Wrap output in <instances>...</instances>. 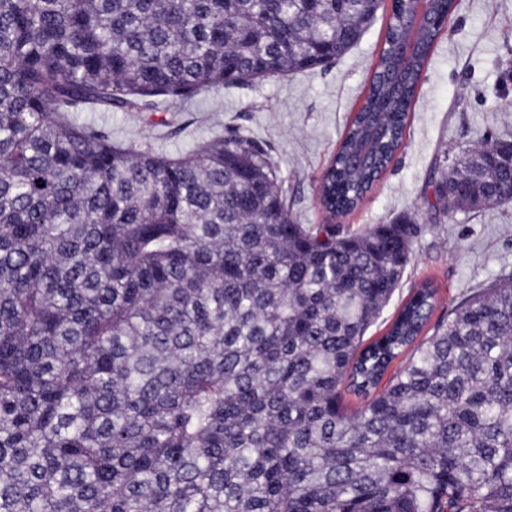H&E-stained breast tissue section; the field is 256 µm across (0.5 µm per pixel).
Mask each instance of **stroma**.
<instances>
[{"instance_id":"stroma-1","label":"stroma","mask_w":512,"mask_h":512,"mask_svg":"<svg viewBox=\"0 0 512 512\" xmlns=\"http://www.w3.org/2000/svg\"><path fill=\"white\" fill-rule=\"evenodd\" d=\"M390 16L384 0L356 44L311 70L211 87L156 112L77 118L113 144L148 145L168 158L231 132L249 137L286 177L297 224H328L341 236L396 220L414 225V255L397 296L434 281L440 318L471 291L512 275V201L450 216L436 199V183L460 148L512 142V0H458L423 72L394 162L358 209L333 218L318 202V181L363 102Z\"/></svg>"}]
</instances>
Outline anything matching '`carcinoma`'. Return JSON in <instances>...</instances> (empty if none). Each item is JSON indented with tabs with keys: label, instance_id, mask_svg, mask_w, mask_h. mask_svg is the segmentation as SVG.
Returning <instances> with one entry per match:
<instances>
[{
	"label": "carcinoma",
	"instance_id": "1",
	"mask_svg": "<svg viewBox=\"0 0 512 512\" xmlns=\"http://www.w3.org/2000/svg\"><path fill=\"white\" fill-rule=\"evenodd\" d=\"M379 7L0 0V512H512V277L432 327L424 281L368 340L412 225L295 224L249 138L170 159L73 118L313 69ZM413 11L320 180L332 217L403 145L442 33L399 55ZM511 178L475 144L439 197L489 207Z\"/></svg>",
	"mask_w": 512,
	"mask_h": 512
}]
</instances>
